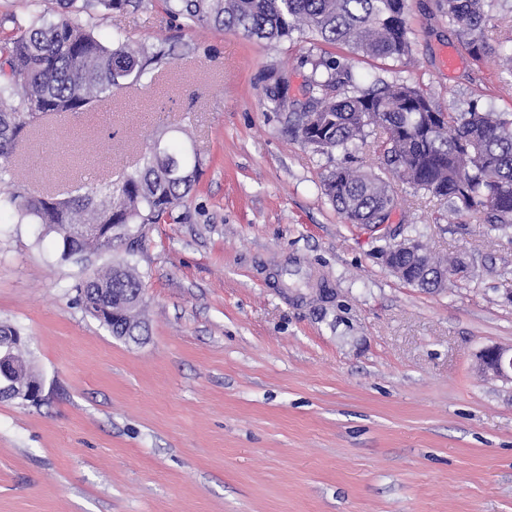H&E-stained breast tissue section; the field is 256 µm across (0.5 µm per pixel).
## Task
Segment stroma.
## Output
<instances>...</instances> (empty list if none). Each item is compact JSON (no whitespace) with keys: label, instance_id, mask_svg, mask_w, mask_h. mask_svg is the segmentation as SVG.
Returning a JSON list of instances; mask_svg holds the SVG:
<instances>
[{"label":"stroma","instance_id":"obj_1","mask_svg":"<svg viewBox=\"0 0 512 512\" xmlns=\"http://www.w3.org/2000/svg\"><path fill=\"white\" fill-rule=\"evenodd\" d=\"M74 18L175 56L152 87L44 120L15 181L114 180L161 134L193 143L201 173L175 222L111 253L60 260L38 225L0 213V324L27 336L43 381L40 404L0 401V512H512V381L476 367L485 347L512 350V238L397 180L385 229L345 223L321 182L377 157L315 152L265 98L274 69L304 102L311 42L189 26L163 0ZM407 19L410 56L331 47L357 89L403 82L445 112L512 114L495 56L443 67L459 43L438 0H409ZM411 237L464 257L468 280L400 281L379 253ZM119 261L142 279L136 342L79 301Z\"/></svg>","mask_w":512,"mask_h":512}]
</instances>
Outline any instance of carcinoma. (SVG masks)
I'll return each instance as SVG.
<instances>
[{"instance_id":"1","label":"carcinoma","mask_w":512,"mask_h":512,"mask_svg":"<svg viewBox=\"0 0 512 512\" xmlns=\"http://www.w3.org/2000/svg\"><path fill=\"white\" fill-rule=\"evenodd\" d=\"M167 12L193 25L240 31L268 42L303 39L311 33L324 44L345 46L355 55L399 59L412 52L407 24L408 0H165ZM448 25L471 56L496 54L512 71V47L492 45L485 30L495 0H442ZM132 0H83L82 8L122 10ZM16 37L0 45V183L12 176L11 157L20 138L40 118L60 112H85L130 84L152 85L173 58L163 43L109 40L66 13L51 16L33 9L16 23ZM265 94L277 108L286 105L285 81L268 74ZM351 69L321 56L307 80L301 111L288 113V130L314 151L329 154L367 145L384 170L440 200L454 203L453 213L469 215L489 231H512V118L482 110L444 112L422 89L405 83L381 85L347 94ZM373 141H368V138ZM160 151L148 147L141 163L115 181L79 183L61 198L31 193L15 184L0 193V209L40 227L39 239L51 237L60 258L94 250L112 251L113 240L130 238L131 228L161 224L173 216L192 191L201 168L194 148L158 136ZM180 162L175 174L170 162ZM322 193L350 224H383L393 207L389 180L377 173L338 167L322 181ZM426 263L462 272L461 262L423 251ZM140 277L118 262L89 278L80 289L106 300L102 323L114 336L142 335L143 305L135 300ZM20 331L0 325V349L23 359L16 344Z\"/></svg>"}]
</instances>
